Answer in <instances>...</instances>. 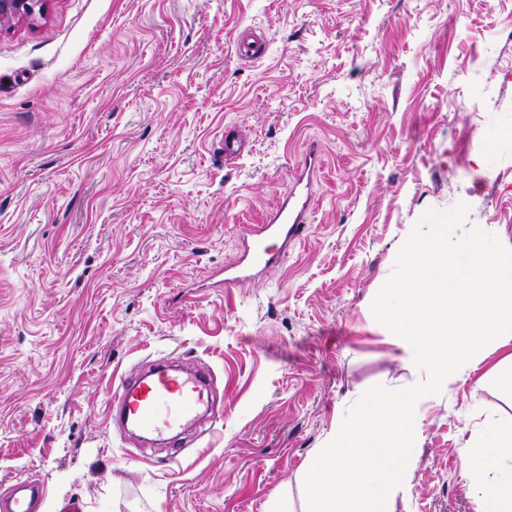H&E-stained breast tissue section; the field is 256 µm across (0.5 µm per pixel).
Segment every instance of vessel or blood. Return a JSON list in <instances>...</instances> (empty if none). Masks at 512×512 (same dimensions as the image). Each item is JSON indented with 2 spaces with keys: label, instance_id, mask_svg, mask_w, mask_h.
<instances>
[{
  "label": "vessel or blood",
  "instance_id": "obj_1",
  "mask_svg": "<svg viewBox=\"0 0 512 512\" xmlns=\"http://www.w3.org/2000/svg\"><path fill=\"white\" fill-rule=\"evenodd\" d=\"M310 207L308 193L291 190L267 223L248 227L250 245L241 277L252 276L279 264L283 251L270 250L269 240L285 243L299 238L305 228ZM217 412L210 375L190 372L158 362L153 370L133 378L121 379L112 400L113 422L134 425L149 434L154 442L169 448L179 447L188 429ZM45 495L43 486L19 480L10 493L0 499V512H37Z\"/></svg>",
  "mask_w": 512,
  "mask_h": 512
}]
</instances>
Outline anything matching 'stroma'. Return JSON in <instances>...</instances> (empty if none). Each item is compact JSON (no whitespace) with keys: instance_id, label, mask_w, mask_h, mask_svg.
<instances>
[{"instance_id":"1","label":"stroma","mask_w":512,"mask_h":512,"mask_svg":"<svg viewBox=\"0 0 512 512\" xmlns=\"http://www.w3.org/2000/svg\"><path fill=\"white\" fill-rule=\"evenodd\" d=\"M305 167L302 237L223 286ZM505 176L512 0H50L1 27L0 495L28 478L40 512H306L362 393L424 377L371 312L401 245L463 202L512 249ZM480 354L417 402L393 512H474L480 480L512 477L507 454L463 469L512 421V365ZM159 359L224 398L175 458L108 419L114 379Z\"/></svg>"}]
</instances>
